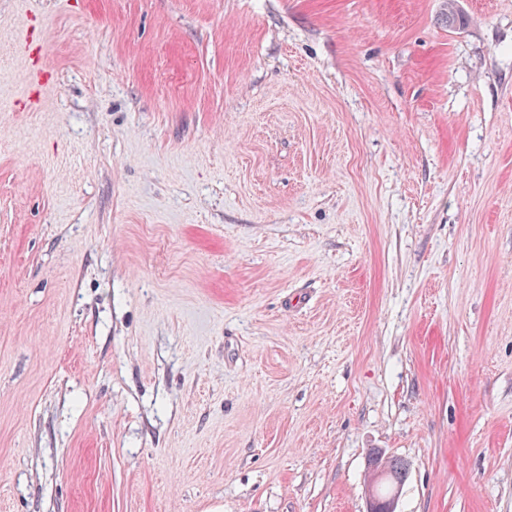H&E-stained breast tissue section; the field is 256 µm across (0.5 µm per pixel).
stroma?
Instances as JSON below:
<instances>
[{"label": "stroma", "instance_id": "35a3bbf8", "mask_svg": "<svg viewBox=\"0 0 512 512\" xmlns=\"http://www.w3.org/2000/svg\"><path fill=\"white\" fill-rule=\"evenodd\" d=\"M0 0V512H512V0ZM407 464L398 458H386L379 451L369 455L367 463L368 485L372 495L379 502H385L404 483L407 476ZM369 495L367 512H396V501L399 493L385 502V507L379 509L376 500Z\"/></svg>", "mask_w": 512, "mask_h": 512}]
</instances>
